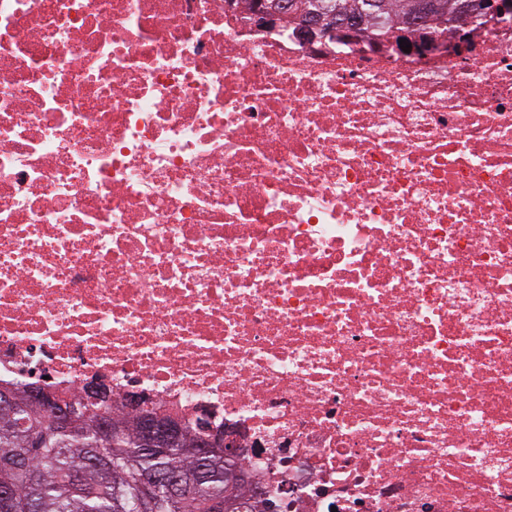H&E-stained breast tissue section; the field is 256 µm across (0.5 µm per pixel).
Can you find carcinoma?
Returning a JSON list of instances; mask_svg holds the SVG:
<instances>
[{"instance_id": "obj_1", "label": "carcinoma", "mask_w": 512, "mask_h": 512, "mask_svg": "<svg viewBox=\"0 0 512 512\" xmlns=\"http://www.w3.org/2000/svg\"><path fill=\"white\" fill-rule=\"evenodd\" d=\"M281 12L287 18L306 21L316 10L329 9L357 16L361 30L378 24L407 28L412 0H385L386 10L365 12V0H286ZM434 9L422 24H433L440 33L448 32L452 0H434ZM15 395V406L0 411V488L10 496L0 497V512H215L224 496L254 500L247 512H268L261 502H274L273 496L261 501L237 454L224 450L199 456L194 428L175 417L162 419L177 427L172 447L146 450L140 447L139 429L144 417L140 411L130 416H113L109 408L90 406L66 393L52 395L65 404L72 416L68 430L54 427L50 415L27 404L21 388L0 385ZM107 418L118 437L103 439L97 429L99 418ZM174 470L185 479V489L177 494L163 486L148 483L153 474Z\"/></svg>"}]
</instances>
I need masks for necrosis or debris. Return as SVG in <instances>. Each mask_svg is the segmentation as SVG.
<instances>
[{
  "mask_svg": "<svg viewBox=\"0 0 512 512\" xmlns=\"http://www.w3.org/2000/svg\"><path fill=\"white\" fill-rule=\"evenodd\" d=\"M320 37L0 0V382L232 432L287 512H512V0ZM434 2V9L425 16L420 24H434L437 27V31L441 34L448 33V15L454 19L452 8L449 6L452 0H434ZM471 1H474L475 4H478V7H483L481 2H483L484 0ZM471 1H458V4L456 6L458 23L462 24V26L470 27L474 25L478 20L482 19V17H484L486 20L491 19L492 15L487 14L488 12H490L491 9H486L483 11L474 10Z\"/></svg>",
  "mask_w": 512,
  "mask_h": 512,
  "instance_id": "1",
  "label": "necrosis or debris"
}]
</instances>
